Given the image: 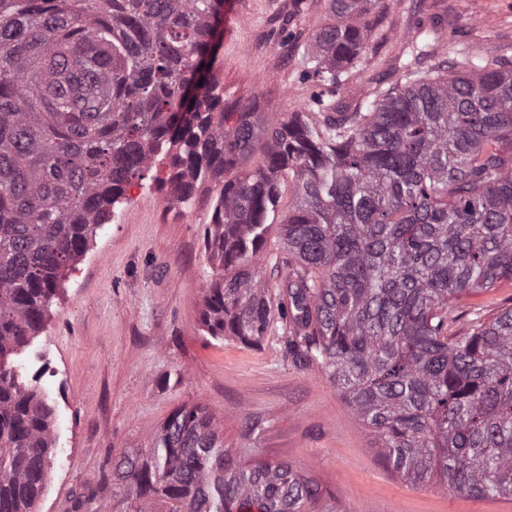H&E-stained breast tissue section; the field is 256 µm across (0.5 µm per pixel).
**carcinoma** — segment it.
Returning <instances> with one entry per match:
<instances>
[{"instance_id": "obj_1", "label": "carcinoma", "mask_w": 512, "mask_h": 512, "mask_svg": "<svg viewBox=\"0 0 512 512\" xmlns=\"http://www.w3.org/2000/svg\"><path fill=\"white\" fill-rule=\"evenodd\" d=\"M328 5L334 22L305 47L320 93L282 120L219 107L224 0H0V512H32L53 448L47 395L7 358L166 141L173 200L211 194L207 334L258 344L279 317L286 353L321 369L391 470L512 497V307L452 330L461 297L512 282V61L431 64L436 20L399 81L342 112L377 0ZM278 213L275 300L257 264ZM109 484L113 512H307L317 495L286 462L233 458L200 403L69 512Z\"/></svg>"}]
</instances>
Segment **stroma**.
I'll return each instance as SVG.
<instances>
[{
	"label": "stroma",
	"instance_id": "obj_1",
	"mask_svg": "<svg viewBox=\"0 0 512 512\" xmlns=\"http://www.w3.org/2000/svg\"><path fill=\"white\" fill-rule=\"evenodd\" d=\"M371 17L367 48L341 94L347 112L377 84L399 79L419 25L437 18L442 66L462 69L475 50L512 59V0H380ZM332 20L327 0H224L217 79L225 103L255 100L284 119L303 111L316 94L303 46ZM171 159L158 154L127 185L109 224L67 270L38 335L11 357L54 409L38 512H67L75 492L145 447L177 407L196 403L208 407L233 456L247 448L310 476L319 489L311 512H512V498L454 495L388 469L373 433L322 371L285 354L281 321L257 345L207 336L201 314L213 268L204 228L212 210L201 199L172 201ZM510 306L511 284L462 297L456 327ZM251 422L260 431L249 436Z\"/></svg>",
	"mask_w": 512,
	"mask_h": 512
}]
</instances>
